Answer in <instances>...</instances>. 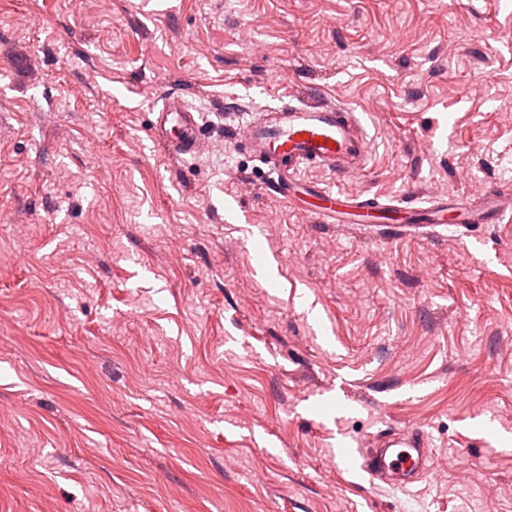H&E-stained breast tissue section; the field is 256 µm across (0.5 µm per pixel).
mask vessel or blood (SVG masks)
Wrapping results in <instances>:
<instances>
[{"label":"vessel or blood","instance_id":"vessel-or-blood-1","mask_svg":"<svg viewBox=\"0 0 512 512\" xmlns=\"http://www.w3.org/2000/svg\"><path fill=\"white\" fill-rule=\"evenodd\" d=\"M159 143L170 155L193 153L197 148L200 124L181 95L170 94L158 111ZM246 148L251 156L267 165L273 190L288 203L305 195L313 200L311 212L326 224L354 223L360 210L370 201L342 190L321 187L302 179L311 168L328 169L336 175L351 176L362 170L368 160L370 142L355 112L336 104L299 101L266 110L264 120L246 125ZM512 197L499 189L490 190L480 207L462 202L458 205L463 224L500 223ZM403 231L441 226L448 222L447 202L403 211ZM346 460L372 479L406 490L429 472V457L422 437L392 432L382 436L377 448L349 449Z\"/></svg>","mask_w":512,"mask_h":512}]
</instances>
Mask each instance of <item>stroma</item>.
Segmentation results:
<instances>
[{"label":"stroma","mask_w":512,"mask_h":512,"mask_svg":"<svg viewBox=\"0 0 512 512\" xmlns=\"http://www.w3.org/2000/svg\"><path fill=\"white\" fill-rule=\"evenodd\" d=\"M349 107L380 203L512 188V0H0V512H512V209L402 233L269 186ZM179 93L194 154L154 140ZM419 431L403 491L344 462ZM269 107L263 121L246 125V148L269 167L272 189L286 203L299 194L314 201L310 213L325 224H358L362 209H374L370 200L342 190L317 186L300 177L303 170L329 169L351 176L368 160L370 142L355 112L340 104L304 101ZM288 169L287 171H284Z\"/></svg>","instance_id":"stroma-1"}]
</instances>
